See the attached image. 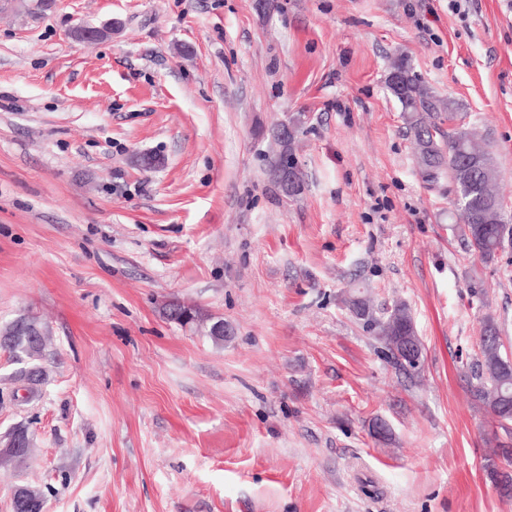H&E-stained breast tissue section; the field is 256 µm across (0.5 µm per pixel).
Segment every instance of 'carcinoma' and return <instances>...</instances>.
Instances as JSON below:
<instances>
[{
  "mask_svg": "<svg viewBox=\"0 0 512 512\" xmlns=\"http://www.w3.org/2000/svg\"><path fill=\"white\" fill-rule=\"evenodd\" d=\"M386 83L406 115L422 178L432 185L446 181L452 187L457 211L453 231L472 255L484 263L494 261L499 252L512 245V225L505 223L501 197L493 190L497 170L491 152L477 144L472 134L459 124L455 103L435 96L413 72L407 58L401 57L392 63ZM444 123L448 124L446 133L441 129ZM302 125L301 114L289 119L286 144L272 135L277 147L275 183L289 199L299 197L304 191L296 161V143ZM343 303L403 370L412 367L409 353H414L418 359L422 357L421 343L405 303L397 302L380 314L356 288L349 289ZM167 316L181 325L186 322L195 325L217 344L224 342L221 320L210 322L179 303L169 304ZM0 337L6 341L0 345V350L21 364L14 380L26 384L28 394H33L36 386L47 377L42 364L47 326L33 316L14 319L0 326ZM478 346L479 357L472 366L468 391L505 435L504 440H496L494 459L487 468L500 493L512 497V472L498 468L495 462L497 458L505 462L512 460V356L504 351L501 328L490 316L483 320ZM8 436L22 439L24 447L15 454L1 456L0 467L19 468L30 454L33 436L24 424L15 426ZM44 501V493L39 488L25 484L12 497L13 512H35Z\"/></svg>",
  "mask_w": 512,
  "mask_h": 512,
  "instance_id": "carcinoma-1",
  "label": "carcinoma"
}]
</instances>
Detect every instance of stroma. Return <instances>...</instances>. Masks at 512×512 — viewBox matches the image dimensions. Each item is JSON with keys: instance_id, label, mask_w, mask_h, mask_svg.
Segmentation results:
<instances>
[{"instance_id": "obj_1", "label": "stroma", "mask_w": 512, "mask_h": 512, "mask_svg": "<svg viewBox=\"0 0 512 512\" xmlns=\"http://www.w3.org/2000/svg\"><path fill=\"white\" fill-rule=\"evenodd\" d=\"M38 2L0 0V324L45 322L51 372L15 397L0 351V436L37 438L0 512L20 484L48 512H512L466 391L485 316L512 349V249L466 252L386 86L402 55L454 101L512 225V0ZM297 112L289 199L271 130ZM352 287L407 304L418 375ZM184 311L190 312V319L187 321H182L179 317V314ZM167 316L174 322H177L181 325L193 324L196 328L203 332L205 335L209 336L213 342L216 344H221L224 342V322L223 321H215L208 323V319L202 318L195 310L190 307H186L181 305L180 303H171L168 306L166 311Z\"/></svg>"}]
</instances>
